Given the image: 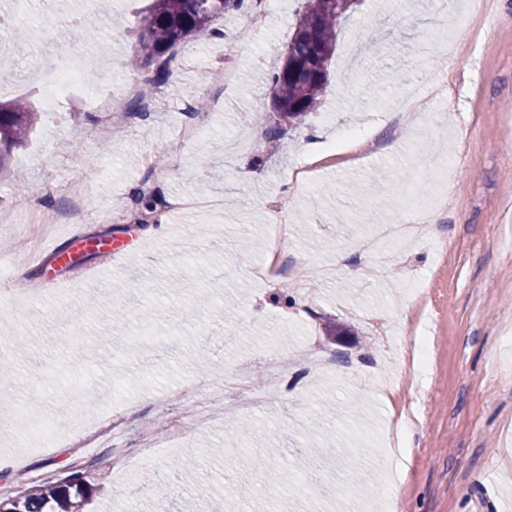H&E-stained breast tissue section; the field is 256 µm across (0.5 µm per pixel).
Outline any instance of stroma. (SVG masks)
<instances>
[{
    "mask_svg": "<svg viewBox=\"0 0 512 512\" xmlns=\"http://www.w3.org/2000/svg\"><path fill=\"white\" fill-rule=\"evenodd\" d=\"M467 0H357L343 18L330 81L317 110L279 141L255 140L257 114L272 106L268 74L291 41L301 0H272L235 61V79L207 88L224 68V43L248 18H219L221 37L177 48L171 76L138 120H107L91 92L121 81L146 0H62L43 24V0L18 23L0 0V39L42 33L25 56L0 64L10 97H26L38 121L13 148L0 176V492L13 493L82 469L102 486L88 512H182L204 499L207 512H253L241 489L261 470L267 512H512V0H495L492 20L459 28ZM76 15L90 41L71 36ZM94 59L96 79L63 104L64 125L45 110L33 61ZM437 81L450 100L428 124L408 128L392 149L388 102L405 87L426 94ZM365 136L359 157L316 169L297 182L300 162L344 128ZM182 143L175 171L156 182L146 149ZM85 176L80 223L59 225L58 252L15 268L10 253L27 214L69 208L55 187ZM195 208L164 214L168 233L148 237L127 206L142 185ZM447 184L448 206L433 234L405 244L382 238L414 210L419 193ZM288 216L284 249L291 278L323 266L369 261L366 240L387 254L364 283L325 281L306 301L281 279L253 274L269 248L268 225ZM110 247L87 255V239ZM245 240L257 248L243 250ZM433 317L432 366L405 367L418 306ZM347 329L327 335L326 324ZM26 337L15 348L13 337ZM332 357L325 374L313 354ZM243 373L263 380L258 408L236 403L177 432L196 382ZM127 421L115 439L99 435L113 414ZM249 420L251 456L229 455L225 429ZM179 468L163 498L138 492L146 472Z\"/></svg>",
    "mask_w": 512,
    "mask_h": 512,
    "instance_id": "35a3bbf8",
    "label": "stroma"
}]
</instances>
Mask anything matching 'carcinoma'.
Returning a JSON list of instances; mask_svg holds the SVG:
<instances>
[{"mask_svg":"<svg viewBox=\"0 0 512 512\" xmlns=\"http://www.w3.org/2000/svg\"><path fill=\"white\" fill-rule=\"evenodd\" d=\"M245 0H151L138 24L136 54L125 68L154 65L152 82L169 77L170 52L189 38L218 37L217 18L244 8ZM348 13L336 0H304L286 60L270 76L272 106L277 122L267 127V140L276 139L281 123L298 125L313 112L329 79L340 19ZM38 121V113L23 99L0 101V167L10 151L21 145ZM99 485L85 472L33 485L0 499V512H85Z\"/></svg>","mask_w":512,"mask_h":512,"instance_id":"cac0c4a2","label":"carcinoma"}]
</instances>
